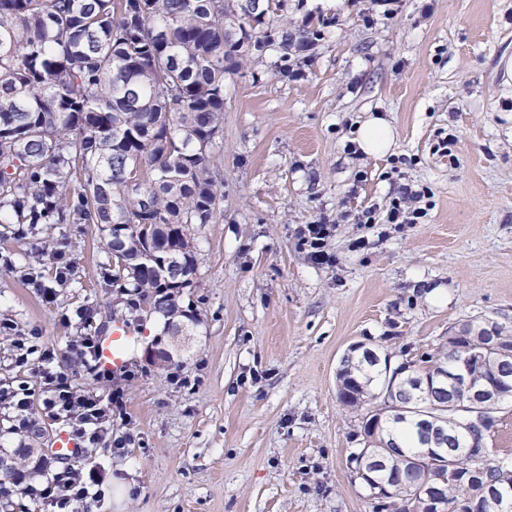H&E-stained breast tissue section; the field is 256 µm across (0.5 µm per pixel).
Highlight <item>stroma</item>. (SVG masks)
Returning <instances> with one entry per match:
<instances>
[{"label":"stroma","instance_id":"35a3bbf8","mask_svg":"<svg viewBox=\"0 0 512 512\" xmlns=\"http://www.w3.org/2000/svg\"><path fill=\"white\" fill-rule=\"evenodd\" d=\"M308 16L329 25L302 78L249 60L225 86L224 216L191 227L198 274L182 302L198 322L164 368L143 359L163 328L147 314L132 325L130 379L70 357L77 307L97 328L128 314L102 281L96 225L0 241V315L38 332L79 390H124L114 427L136 441L121 456L87 449L104 476L92 512H373L347 466L362 435L337 397L344 354L363 343L397 364L469 319L512 326V0H288L289 24ZM377 114L393 149L356 153L357 123ZM406 184L430 187L428 215L387 223ZM322 219L336 227L328 264L296 237ZM58 252L76 279L49 303L24 273L53 284Z\"/></svg>","mask_w":512,"mask_h":512}]
</instances>
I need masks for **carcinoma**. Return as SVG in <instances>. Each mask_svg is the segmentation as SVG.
Here are the masks:
<instances>
[{"label":"carcinoma","instance_id":"obj_1","mask_svg":"<svg viewBox=\"0 0 512 512\" xmlns=\"http://www.w3.org/2000/svg\"><path fill=\"white\" fill-rule=\"evenodd\" d=\"M288 0H0V224H95L105 233V275L133 309H180L198 262L189 224L224 215V86L247 58L283 77L290 50L321 37L323 19L288 29ZM141 172L140 192L126 172ZM114 224H148L112 239ZM155 256L143 270L142 256ZM466 320L435 353L387 374L371 355H345L339 400L363 412V448L349 467L388 512H421L422 488L446 506L488 490L484 512H512V461L489 459L487 438L460 426L470 408L496 425L512 405V327ZM465 362L473 387L494 401L471 404L443 381ZM12 460L0 498L42 472L32 448H0Z\"/></svg>","mask_w":512,"mask_h":512}]
</instances>
